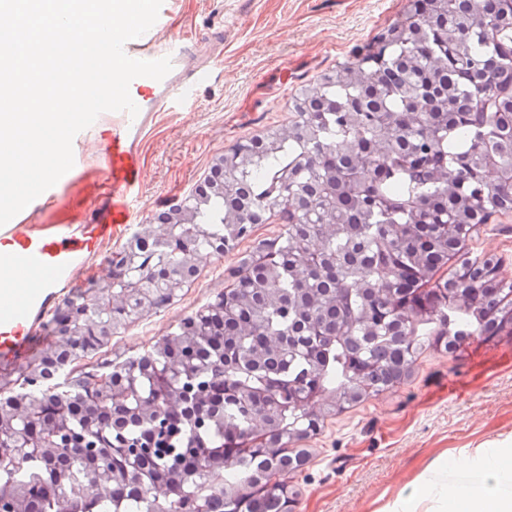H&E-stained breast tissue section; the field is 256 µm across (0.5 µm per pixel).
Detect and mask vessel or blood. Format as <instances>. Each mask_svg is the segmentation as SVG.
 <instances>
[{
  "mask_svg": "<svg viewBox=\"0 0 512 512\" xmlns=\"http://www.w3.org/2000/svg\"><path fill=\"white\" fill-rule=\"evenodd\" d=\"M125 53L134 59L156 60L170 57L172 69L160 81L139 77L129 87L139 108L137 116L118 113L115 120L97 118L88 134L104 139L106 150L105 220L100 224H60L47 232H25L19 228L0 227V256L14 263L38 280V288L14 296L10 311H0V353L25 351L34 334L32 315H46L51 299L71 288V275L77 265L89 258L111 236L112 227L131 220L129 202L139 192L141 159L133 140L145 128L148 115L161 112L192 94L196 77L181 64L182 43L159 47L148 36L126 43Z\"/></svg>",
  "mask_w": 512,
  "mask_h": 512,
  "instance_id": "1",
  "label": "vessel or blood"
}]
</instances>
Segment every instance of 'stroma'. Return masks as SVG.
Wrapping results in <instances>:
<instances>
[{"instance_id": "stroma-1", "label": "stroma", "mask_w": 512, "mask_h": 512, "mask_svg": "<svg viewBox=\"0 0 512 512\" xmlns=\"http://www.w3.org/2000/svg\"><path fill=\"white\" fill-rule=\"evenodd\" d=\"M408 0H164V18L150 30L157 45L180 40L196 69L193 95L157 113L138 150L140 190L133 221L112 227L111 240L74 272L75 286L109 272L135 225L189 195L215 158L233 145L288 125L296 89L354 60L357 51L399 19ZM104 144L74 146V166L52 194L16 219L27 228L84 224L105 199L99 158ZM281 217L253 225L224 255L199 262V275L174 301L112 335L106 358L148 352L183 318L227 286L229 271L258 240L280 235ZM472 256L499 258L512 281V212L479 225L467 242ZM309 460L295 482L296 512H376L422 465L444 451L512 445V329L471 337L453 353L430 347L400 384L327 419L303 442Z\"/></svg>"}]
</instances>
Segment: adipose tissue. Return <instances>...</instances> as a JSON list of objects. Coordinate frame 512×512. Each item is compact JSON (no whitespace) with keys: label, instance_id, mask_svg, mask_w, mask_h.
Listing matches in <instances>:
<instances>
[{"label":"adipose tissue","instance_id":"adipose-tissue-1","mask_svg":"<svg viewBox=\"0 0 512 512\" xmlns=\"http://www.w3.org/2000/svg\"><path fill=\"white\" fill-rule=\"evenodd\" d=\"M378 512H512V448L436 457Z\"/></svg>","mask_w":512,"mask_h":512}]
</instances>
